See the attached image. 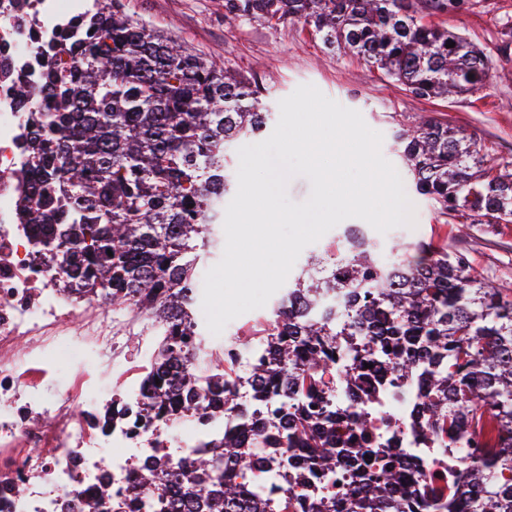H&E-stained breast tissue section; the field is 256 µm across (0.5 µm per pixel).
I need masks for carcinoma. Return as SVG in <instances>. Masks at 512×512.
<instances>
[{
  "label": "carcinoma",
  "mask_w": 512,
  "mask_h": 512,
  "mask_svg": "<svg viewBox=\"0 0 512 512\" xmlns=\"http://www.w3.org/2000/svg\"><path fill=\"white\" fill-rule=\"evenodd\" d=\"M224 0V16L270 27L309 25L329 49L365 58L420 98L463 97L487 80L488 56L462 34L425 20V12L461 9L464 0ZM453 42L455 46L446 47ZM35 62L43 83L14 82L18 104L38 103L23 140L28 187L19 218L36 227V254L77 290L165 328L166 343L143 384V411L155 419L178 409L236 416L238 428L207 442L183 473L171 512H289L265 497L269 460L261 448H286L303 471L326 479L370 443L366 417L329 407L334 355L358 340L343 379L417 374L412 416L420 434L456 448L485 429L492 443L479 475L456 490L420 483L390 456L378 471L353 476L344 500L316 512H512V300L479 279L459 251L430 243L383 254L365 229L342 234L312 260L313 271L288 283L257 331L251 398L279 400L267 427L241 404L243 376L233 364L212 368L195 386L185 337L200 336L191 318L195 271L213 247L232 189L230 148L263 136L269 107L261 88L139 24L119 0H93ZM411 188L441 213L460 209L490 224L512 223V174L486 165L460 129L433 118L396 131ZM289 336L287 344L276 340ZM137 496L149 507L169 487L171 463L145 462Z\"/></svg>",
  "instance_id": "carcinoma-1"
}]
</instances>
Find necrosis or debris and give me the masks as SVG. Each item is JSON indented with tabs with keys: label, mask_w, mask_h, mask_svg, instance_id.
Here are the masks:
<instances>
[{
	"label": "necrosis or debris",
	"mask_w": 512,
	"mask_h": 512,
	"mask_svg": "<svg viewBox=\"0 0 512 512\" xmlns=\"http://www.w3.org/2000/svg\"><path fill=\"white\" fill-rule=\"evenodd\" d=\"M88 8L87 0H0V62L39 86L41 70L32 62L39 43ZM10 87L0 79V512H84L97 497L100 512H141L134 489L146 475L145 458L167 456L188 466L200 442L221 439L233 421L186 411L161 422L109 417L113 398L137 405L141 387L107 385L102 374L127 366L129 346L150 345L160 325L146 314L98 313L92 295L68 292L35 258L32 229L16 211L26 187L20 148L26 113ZM75 348L83 360L71 386L49 394L44 383L58 370L60 351ZM416 401L411 375L361 392L353 410L370 421L368 456L341 466L333 486L311 476L301 482L273 466L268 500L288 498L292 512H312L313 505L343 499L351 473L374 471L376 457L395 444L424 477L465 482L480 464L484 437H473L461 453L422 441L409 417Z\"/></svg>",
	"instance_id": "4bbe7bcc"
}]
</instances>
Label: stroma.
Returning <instances> with one entry per match:
<instances>
[{
  "instance_id": "stroma-1",
  "label": "stroma",
  "mask_w": 512,
  "mask_h": 512,
  "mask_svg": "<svg viewBox=\"0 0 512 512\" xmlns=\"http://www.w3.org/2000/svg\"><path fill=\"white\" fill-rule=\"evenodd\" d=\"M121 2L133 20L263 85L271 105H278L299 85L311 84L360 112L366 124L382 134L381 152L396 170L404 165L395 150V131L427 117L464 130L486 159L498 164L512 161V0H466L459 12L430 15V22L457 30L489 57L485 85L466 97L448 99L414 96L365 60L326 49L309 26L288 23L271 29L228 19L224 0ZM411 200L415 227L380 235L383 246L444 243L465 253L479 278L512 289V225L483 224L466 211L443 215L416 194Z\"/></svg>"
}]
</instances>
